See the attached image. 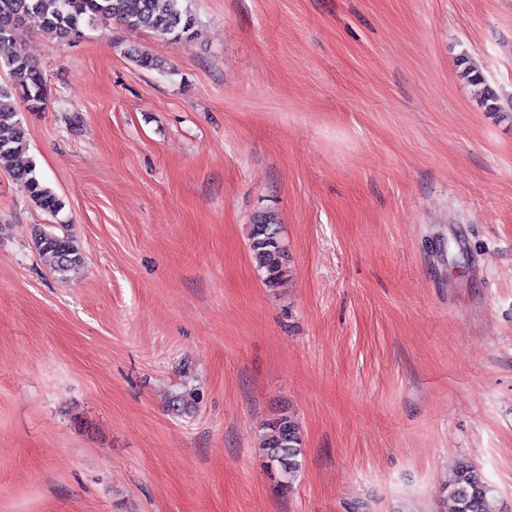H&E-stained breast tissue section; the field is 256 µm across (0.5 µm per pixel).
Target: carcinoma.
Here are the masks:
<instances>
[{
  "label": "carcinoma",
  "mask_w": 512,
  "mask_h": 512,
  "mask_svg": "<svg viewBox=\"0 0 512 512\" xmlns=\"http://www.w3.org/2000/svg\"><path fill=\"white\" fill-rule=\"evenodd\" d=\"M40 19L42 29L59 38L82 34V24L115 21L131 31H150L161 38L192 39L199 21L187 0H0V66L8 80L0 84V170L7 172L27 197L43 212L56 217L65 202L38 174L36 165H18L29 145L21 119V105L39 112L47 105V87L40 65L12 51L27 19ZM137 66L147 70H165V61L136 47L127 50ZM486 111L504 117L512 115V101L502 100L486 90L482 100ZM34 247L44 264L64 275L83 263L80 248L67 233L41 229L35 233ZM250 249L257 270L268 288H277L288 274L286 248L280 237V218L266 209L253 217ZM262 450L279 486L293 487L302 469V437L298 422L279 416L264 424ZM448 497L453 512H495L494 490L469 463L459 464L448 482Z\"/></svg>",
  "instance_id": "obj_1"
}]
</instances>
